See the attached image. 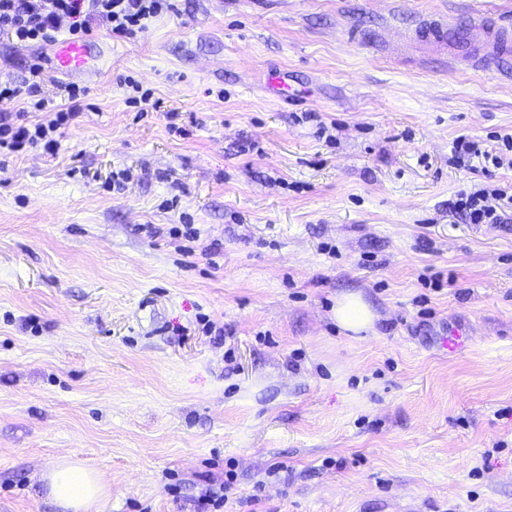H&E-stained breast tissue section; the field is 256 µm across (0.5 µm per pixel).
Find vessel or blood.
<instances>
[{
	"instance_id": "b4317fda",
	"label": "vessel or blood",
	"mask_w": 512,
	"mask_h": 512,
	"mask_svg": "<svg viewBox=\"0 0 512 512\" xmlns=\"http://www.w3.org/2000/svg\"><path fill=\"white\" fill-rule=\"evenodd\" d=\"M413 40L425 41L453 50H468L474 63L505 72V57L512 50V21L507 22L488 15L472 18L466 28L452 26L440 13H431L415 29ZM90 55L87 44L63 41L56 49L61 66L68 71L82 70Z\"/></svg>"
}]
</instances>
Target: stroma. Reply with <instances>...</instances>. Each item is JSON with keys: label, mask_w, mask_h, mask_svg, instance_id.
Listing matches in <instances>:
<instances>
[{"label": "stroma", "mask_w": 512, "mask_h": 512, "mask_svg": "<svg viewBox=\"0 0 512 512\" xmlns=\"http://www.w3.org/2000/svg\"><path fill=\"white\" fill-rule=\"evenodd\" d=\"M478 10L512 0H176L95 30L91 82L0 34V83L42 55L47 94L89 89L55 155L0 168V512H64L65 461L101 512H196L229 468L223 512H512V210L451 211L512 184L451 162L512 128V77L406 41ZM349 292L376 333L337 327ZM508 208L512 210V186L510 195L500 187L461 192L453 203L452 211L468 224H499ZM47 477L50 495L65 508L100 512V506L108 496L107 486L97 473L81 463L57 465Z\"/></svg>", "instance_id": "35a3bbf8"}]
</instances>
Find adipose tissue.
<instances>
[{
  "label": "adipose tissue",
  "instance_id": "ef3b65f1",
  "mask_svg": "<svg viewBox=\"0 0 512 512\" xmlns=\"http://www.w3.org/2000/svg\"><path fill=\"white\" fill-rule=\"evenodd\" d=\"M337 326L353 333L375 332L376 315L360 293L350 292L336 300ZM50 494L70 512H100L108 489L97 473L83 464L67 462L53 468L49 475Z\"/></svg>",
  "mask_w": 512,
  "mask_h": 512
}]
</instances>
